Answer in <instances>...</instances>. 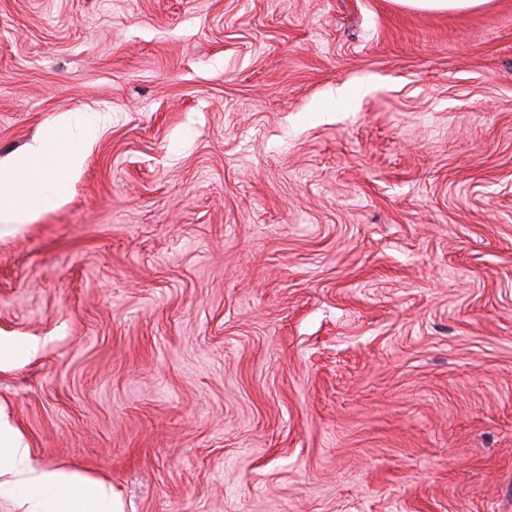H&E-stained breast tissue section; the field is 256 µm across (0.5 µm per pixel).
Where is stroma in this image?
I'll return each mask as SVG.
<instances>
[{"instance_id": "obj_1", "label": "stroma", "mask_w": 512, "mask_h": 512, "mask_svg": "<svg viewBox=\"0 0 512 512\" xmlns=\"http://www.w3.org/2000/svg\"><path fill=\"white\" fill-rule=\"evenodd\" d=\"M0 407L124 512H512V0H0ZM402 6L426 12H468L490 0H395ZM96 135L95 126H86L81 135L82 147L70 143L60 131L0 164V237L25 226L9 222L21 216L34 217L61 202L58 187L63 177L81 170L84 146L93 143ZM36 350L30 342H18L12 338L0 337V368L18 360L29 358Z\"/></svg>"}]
</instances>
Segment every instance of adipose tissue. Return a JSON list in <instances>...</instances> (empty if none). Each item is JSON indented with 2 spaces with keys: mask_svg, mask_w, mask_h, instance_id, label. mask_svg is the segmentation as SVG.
<instances>
[{
  "mask_svg": "<svg viewBox=\"0 0 512 512\" xmlns=\"http://www.w3.org/2000/svg\"><path fill=\"white\" fill-rule=\"evenodd\" d=\"M95 126H86L80 144L64 133L37 141L27 151L0 164V237L18 232V217H34L57 206L65 175L78 173L84 148L93 143ZM0 495L28 502L30 512H122L117 495L103 483L84 481L48 469L32 456L20 430L0 411Z\"/></svg>",
  "mask_w": 512,
  "mask_h": 512,
  "instance_id": "adipose-tissue-1",
  "label": "adipose tissue"
}]
</instances>
